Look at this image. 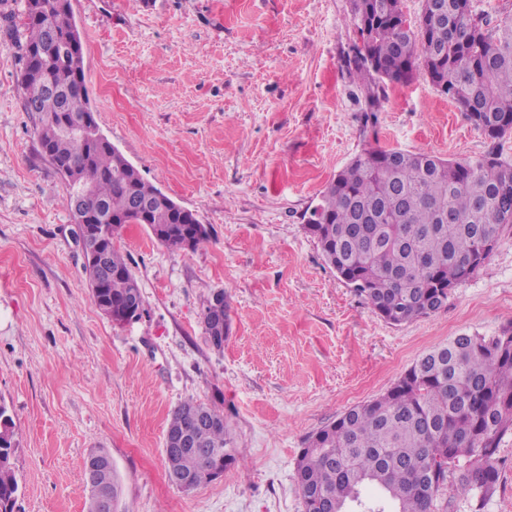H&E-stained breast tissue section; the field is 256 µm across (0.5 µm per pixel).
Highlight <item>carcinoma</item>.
<instances>
[{
  "mask_svg": "<svg viewBox=\"0 0 512 512\" xmlns=\"http://www.w3.org/2000/svg\"><path fill=\"white\" fill-rule=\"evenodd\" d=\"M360 43L347 56L370 107L390 84L408 82L420 69L438 92L487 138L512 134V16L488 28L473 0H424L415 22L403 0H351ZM51 28L63 42L75 27L73 12L52 9ZM20 83L25 102L40 105L35 129L55 170L80 168L91 190L88 206L112 203L107 263L109 305L129 300L137 280L116 239L127 224H145L169 248L196 249L204 230L183 245L175 233L197 224L171 198L146 181L110 141L81 143L65 128L97 124L83 71V50L67 64L50 54L28 56L45 45L46 28L23 20ZM51 82L65 107L46 95ZM148 205L141 217L131 201ZM512 227V163L490 151L463 161L428 153L369 147L321 191L305 224L325 262L371 309L402 325L444 309L455 288L490 257ZM229 302L213 295L204 315L216 347L229 335ZM191 428L195 447L170 446L176 472L210 482L218 462H237L224 412L189 398L170 415L166 433ZM512 432V325L495 336L464 333L423 353L384 394L347 409L317 431L302 449L295 481L304 512H435L448 483L479 502L493 494L497 452ZM14 422L0 405V512H13L19 484L12 463Z\"/></svg>",
  "mask_w": 512,
  "mask_h": 512,
  "instance_id": "obj_1",
  "label": "carcinoma"
}]
</instances>
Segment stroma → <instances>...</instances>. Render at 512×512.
<instances>
[{
	"mask_svg": "<svg viewBox=\"0 0 512 512\" xmlns=\"http://www.w3.org/2000/svg\"><path fill=\"white\" fill-rule=\"evenodd\" d=\"M0 0V404L15 423L14 512H85L104 449L118 512H304L295 462L312 434L385 393L430 348L512 324V228L440 312L392 325L324 261L304 226L325 184L376 144L460 161L498 151L423 73L389 86L368 128L346 56L350 0H73L90 105L145 180L194 211L195 250L129 224L119 245L143 296L116 325L96 307L67 206L24 108ZM225 292L214 348L204 313ZM223 410L238 464L185 492L166 473L171 412ZM481 512H512V433ZM229 302L224 292L213 295L204 315L205 331L211 344L217 348L223 347L222 343L229 335L230 315Z\"/></svg>",
	"mask_w": 512,
	"mask_h": 512,
	"instance_id": "35a3bbf8",
	"label": "stroma"
}]
</instances>
